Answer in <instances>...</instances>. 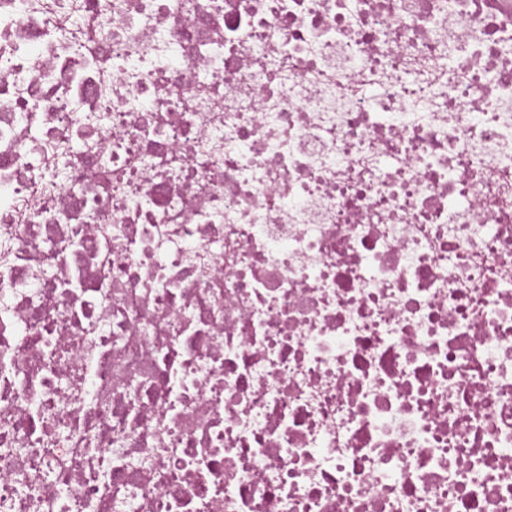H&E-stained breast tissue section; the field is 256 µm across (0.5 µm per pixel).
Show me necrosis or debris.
Here are the masks:
<instances>
[{
	"instance_id": "4bbe7bcc",
	"label": "necrosis or debris",
	"mask_w": 512,
	"mask_h": 512,
	"mask_svg": "<svg viewBox=\"0 0 512 512\" xmlns=\"http://www.w3.org/2000/svg\"><path fill=\"white\" fill-rule=\"evenodd\" d=\"M0 512H512V0H0Z\"/></svg>"
}]
</instances>
